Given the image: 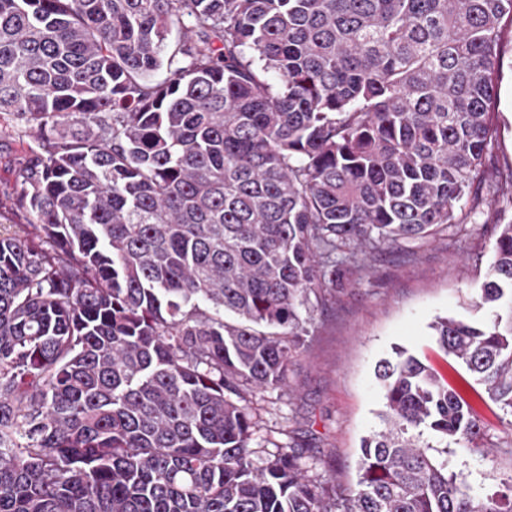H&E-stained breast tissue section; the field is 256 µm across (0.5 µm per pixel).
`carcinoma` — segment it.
<instances>
[{
	"mask_svg": "<svg viewBox=\"0 0 512 512\" xmlns=\"http://www.w3.org/2000/svg\"><path fill=\"white\" fill-rule=\"evenodd\" d=\"M505 22L512 0H0V133L38 139L29 223L0 232V512H512L430 453L484 434L404 349L353 487L292 443L258 458L247 400L288 386L338 264L512 199ZM497 228L482 319L430 328L512 416ZM499 122L501 138L496 149V161L500 169L512 167V28L502 30V70L499 82Z\"/></svg>",
	"mask_w": 512,
	"mask_h": 512,
	"instance_id": "obj_1",
	"label": "carcinoma"
}]
</instances>
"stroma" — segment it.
<instances>
[{
  "instance_id": "35a3bbf8",
  "label": "stroma",
  "mask_w": 512,
  "mask_h": 512,
  "mask_svg": "<svg viewBox=\"0 0 512 512\" xmlns=\"http://www.w3.org/2000/svg\"><path fill=\"white\" fill-rule=\"evenodd\" d=\"M500 169L512 168V28L502 30L499 82ZM36 144L29 132L0 135V205L9 224L27 223L24 212L10 209L22 158ZM512 221V203L484 201L469 224L398 254H358L342 268L326 307L316 308L304 351L288 373L284 391L253 397L260 433L278 442L295 441L314 449L333 466L339 482L357 478L362 438L378 425L382 397L376 363L402 347L432 365L453 385L464 369L438 348L430 325L439 316L462 313L472 288L492 260L494 225ZM487 442L500 446L494 461L452 444L448 470L476 493L486 495L512 480V427L493 404L476 402Z\"/></svg>"
}]
</instances>
